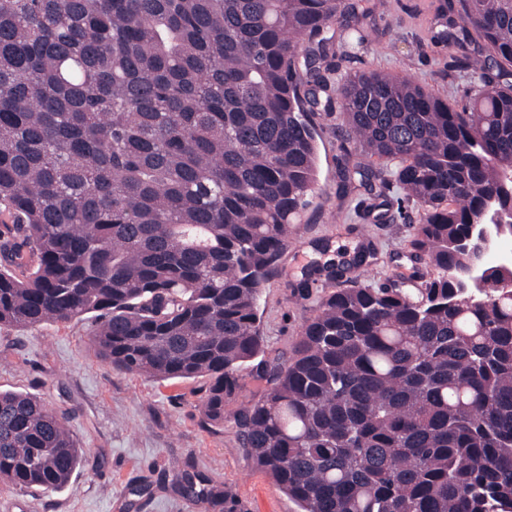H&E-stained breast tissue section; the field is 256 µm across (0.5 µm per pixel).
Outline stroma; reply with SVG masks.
Wrapping results in <instances>:
<instances>
[{"label": "stroma", "mask_w": 512, "mask_h": 512, "mask_svg": "<svg viewBox=\"0 0 512 512\" xmlns=\"http://www.w3.org/2000/svg\"><path fill=\"white\" fill-rule=\"evenodd\" d=\"M438 0H396L369 23L366 49L334 57V79L354 71L404 76L454 108L473 92L470 71L449 69L454 46L436 42L429 20ZM341 110L315 116L319 193L297 217L298 232L278 271L266 283L260 328L267 358L291 355L305 320L324 292L311 264L333 265L336 283L378 286L406 272L408 241L420 210L396 184L383 199L389 221L372 223L364 190H337L338 171L351 152L341 133ZM368 265L345 270L357 249ZM90 321L0 330V389L27 392L66 416L83 454L68 485L57 492L0 483V512H207L186 497L175 475L188 469L224 483L243 512H297V505L245 458L232 425L202 423L200 379L153 380L114 371L90 342Z\"/></svg>", "instance_id": "35a3bbf8"}]
</instances>
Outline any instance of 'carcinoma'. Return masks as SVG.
I'll list each match as a JSON object with an SVG mask.
<instances>
[{
    "label": "carcinoma",
    "mask_w": 512,
    "mask_h": 512,
    "mask_svg": "<svg viewBox=\"0 0 512 512\" xmlns=\"http://www.w3.org/2000/svg\"><path fill=\"white\" fill-rule=\"evenodd\" d=\"M389 0H0V329L91 319L120 372L206 380L251 464L300 512H512V265L466 247L512 236V0H440L480 73L468 104L406 78L333 86ZM336 93L364 173L422 211V288L332 287L288 360L264 358V284L317 190L312 116ZM265 382L247 405L243 372ZM80 448L29 393L0 391V482L58 491ZM183 491L242 512L187 470Z\"/></svg>",
    "instance_id": "cac0c4a2"
}]
</instances>
